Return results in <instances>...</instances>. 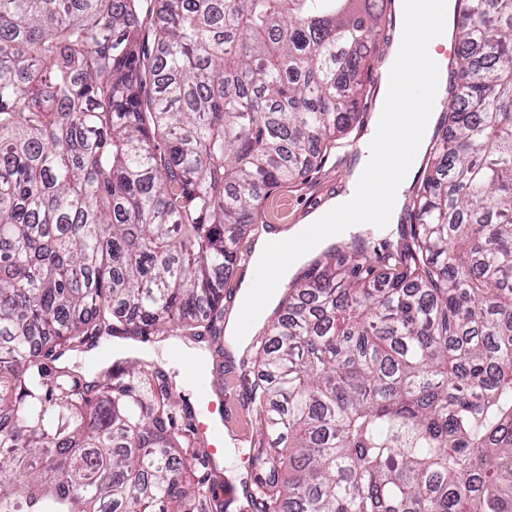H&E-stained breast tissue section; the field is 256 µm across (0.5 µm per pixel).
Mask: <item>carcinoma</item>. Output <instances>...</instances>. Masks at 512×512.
<instances>
[{"label": "carcinoma", "instance_id": "1", "mask_svg": "<svg viewBox=\"0 0 512 512\" xmlns=\"http://www.w3.org/2000/svg\"><path fill=\"white\" fill-rule=\"evenodd\" d=\"M391 252L286 286L236 512H512V0H455ZM382 0H0V512H228L169 378L47 359L216 322L261 204L357 123Z\"/></svg>", "mask_w": 512, "mask_h": 512}]
</instances>
